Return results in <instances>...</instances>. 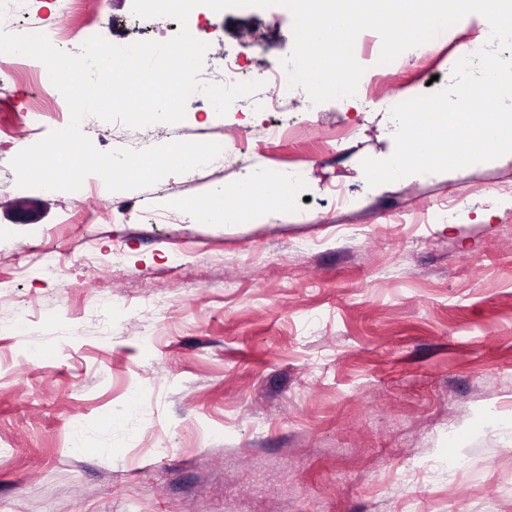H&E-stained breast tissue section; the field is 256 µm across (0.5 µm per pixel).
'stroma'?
<instances>
[{"label":"stroma","instance_id":"stroma-1","mask_svg":"<svg viewBox=\"0 0 512 512\" xmlns=\"http://www.w3.org/2000/svg\"><path fill=\"white\" fill-rule=\"evenodd\" d=\"M0 26L97 18L116 45L165 41L180 24L132 0H23ZM217 25L203 67L240 57L259 79L293 47L281 6L201 10ZM471 13L389 97L218 115L200 93L183 121L130 128L85 118L103 152L221 143L224 164L140 190L18 187L0 144V512H512V154L369 187L365 158L395 150L394 106L448 86ZM0 127L32 107L35 79L0 72ZM355 123L342 145L324 132ZM301 143L268 141L274 126ZM248 138L237 151L225 130ZM289 182L286 207L196 223L190 202L254 179ZM345 180L355 203L337 209ZM467 208L448 214V194ZM111 208L108 224L83 215ZM52 250L56 277L15 260ZM182 261L173 264V253ZM130 299L103 313L100 296Z\"/></svg>","mask_w":512,"mask_h":512}]
</instances>
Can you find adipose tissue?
Masks as SVG:
<instances>
[{
  "instance_id": "ef3b65f1",
  "label": "adipose tissue",
  "mask_w": 512,
  "mask_h": 512,
  "mask_svg": "<svg viewBox=\"0 0 512 512\" xmlns=\"http://www.w3.org/2000/svg\"><path fill=\"white\" fill-rule=\"evenodd\" d=\"M287 186L280 181H265L255 184L247 181L236 185L225 193L223 204L204 203L195 205L198 222L207 223L213 219L232 218L242 209H261L272 205L284 204L287 200Z\"/></svg>"
}]
</instances>
